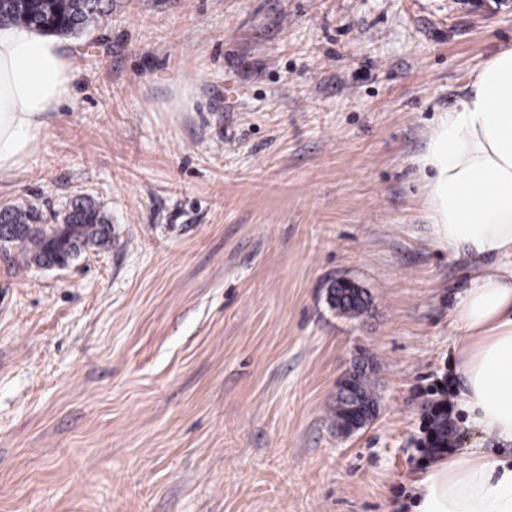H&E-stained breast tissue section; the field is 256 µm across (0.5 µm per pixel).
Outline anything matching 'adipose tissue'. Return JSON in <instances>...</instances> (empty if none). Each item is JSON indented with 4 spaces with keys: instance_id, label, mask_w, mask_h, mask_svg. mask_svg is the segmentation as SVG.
Returning <instances> with one entry per match:
<instances>
[{
    "instance_id": "1",
    "label": "adipose tissue",
    "mask_w": 512,
    "mask_h": 512,
    "mask_svg": "<svg viewBox=\"0 0 512 512\" xmlns=\"http://www.w3.org/2000/svg\"><path fill=\"white\" fill-rule=\"evenodd\" d=\"M76 77L57 39L0 26V182L25 172ZM418 165L439 244L475 267L451 321L458 408L466 427L512 443V47L441 113ZM415 486V512H512V458L474 448L439 459Z\"/></svg>"
}]
</instances>
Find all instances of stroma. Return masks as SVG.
Returning a JSON list of instances; mask_svg holds the SVG:
<instances>
[{"label":"stroma","mask_w":512,"mask_h":512,"mask_svg":"<svg viewBox=\"0 0 512 512\" xmlns=\"http://www.w3.org/2000/svg\"><path fill=\"white\" fill-rule=\"evenodd\" d=\"M61 42L74 102L0 206L88 195L112 242L0 246V512H409L470 278L416 160L512 0H112ZM353 385L358 393L346 383H343L340 391V399L348 403L352 410H359V407L362 404L361 397L365 401L375 404V396L371 386L369 385L366 374L356 375L354 377ZM351 409L346 408L340 401H336V408L334 409V412L337 426L340 428H346L352 419L353 412Z\"/></svg>","instance_id":"obj_1"}]
</instances>
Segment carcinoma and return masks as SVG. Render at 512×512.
<instances>
[{"label":"carcinoma","mask_w":512,"mask_h":512,"mask_svg":"<svg viewBox=\"0 0 512 512\" xmlns=\"http://www.w3.org/2000/svg\"><path fill=\"white\" fill-rule=\"evenodd\" d=\"M105 13L103 0H26L22 9L14 0H0V24L23 23L40 31L59 35H78ZM33 220L31 211L18 207L0 209V225L28 224ZM63 221L69 224L55 239H46L30 232H20L7 238V242L21 249L24 258L43 265L51 261L54 249L61 247L77 255L93 246L112 242V227L99 206L90 200L78 198ZM346 313H358L365 298L347 282L337 283Z\"/></svg>","instance_id":"cac0c4a2"}]
</instances>
